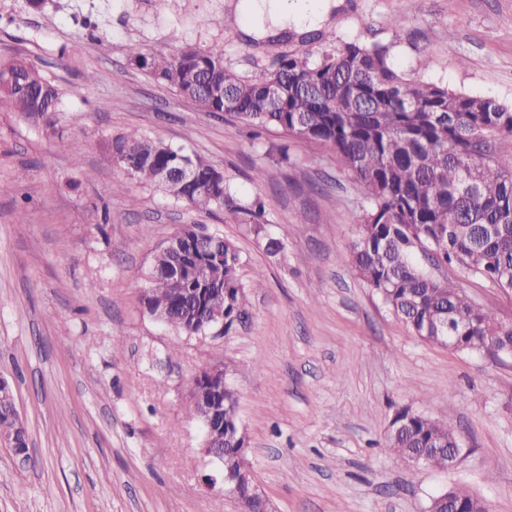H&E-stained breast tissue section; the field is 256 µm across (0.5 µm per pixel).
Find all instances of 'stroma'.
Segmentation results:
<instances>
[{"label":"stroma","instance_id":"1","mask_svg":"<svg viewBox=\"0 0 512 512\" xmlns=\"http://www.w3.org/2000/svg\"><path fill=\"white\" fill-rule=\"evenodd\" d=\"M312 6L317 24L269 21L257 36L242 0H0V61L25 58L61 96L53 134L0 108V376L29 444L23 466L0 446V512H237L190 415L194 379L223 365L274 512H427L456 485L512 512V357L424 342L357 276L365 199L330 147L250 135L127 56L130 44L170 58L220 43L225 67L254 76L331 32L389 47L408 78L512 104V0ZM91 70L101 81H85ZM131 129L203 155L240 198L261 199L266 238L119 168L108 143ZM184 224L240 251L247 319L230 333L180 335L142 303ZM440 273L512 323V292L458 265ZM403 407L453 421L455 468L413 469L386 450Z\"/></svg>","mask_w":512,"mask_h":512}]
</instances>
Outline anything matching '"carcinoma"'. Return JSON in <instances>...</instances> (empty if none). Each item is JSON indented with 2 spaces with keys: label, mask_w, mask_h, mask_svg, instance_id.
Wrapping results in <instances>:
<instances>
[{
  "label": "carcinoma",
  "mask_w": 512,
  "mask_h": 512,
  "mask_svg": "<svg viewBox=\"0 0 512 512\" xmlns=\"http://www.w3.org/2000/svg\"><path fill=\"white\" fill-rule=\"evenodd\" d=\"M323 41L313 52L282 56L255 77L224 66V46L200 51L186 47L166 59L137 45L131 62L202 112L224 115L254 132L275 129L285 137L326 144L360 187L365 206L355 216L358 235L351 247L358 277L401 317L412 333L442 347L455 335L456 318L470 329L458 338L465 351L484 347L496 335L495 315L476 304L450 279H437L416 259L460 265L500 288L512 289V158L496 143L512 138V105L469 95L443 85L418 83L392 66L388 47L358 41ZM279 89V99L269 95ZM47 130L59 111L56 87L22 59L0 62V105ZM113 160L145 185L201 211L223 209L258 238H266L263 204L238 199L208 160L150 139L133 130L109 144ZM186 161L196 171L189 184L164 180L163 170ZM211 236L202 224L180 227L155 257L142 303L159 320L186 336H198L215 313L224 331L242 319L244 287L240 253L224 240V259L189 257L188 246ZM28 459L27 430L16 411L12 388L0 387V435ZM453 422H442L404 408L392 420L386 449L412 467L448 469L456 447ZM247 441L232 389L224 391V467L236 471L247 461ZM249 512H266L269 500L240 486ZM428 512H485L467 489L452 487L433 497Z\"/></svg>",
  "instance_id": "cac0c4a2"
}]
</instances>
